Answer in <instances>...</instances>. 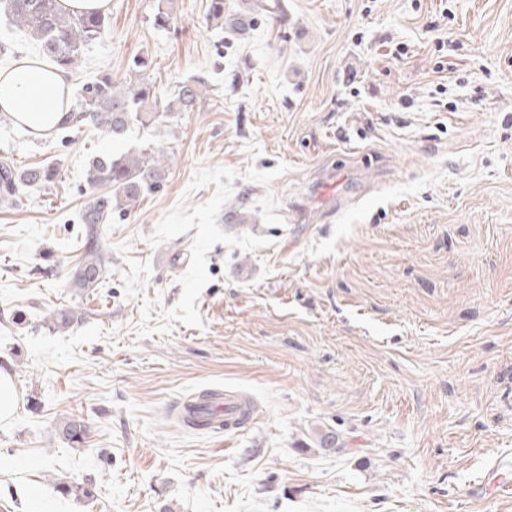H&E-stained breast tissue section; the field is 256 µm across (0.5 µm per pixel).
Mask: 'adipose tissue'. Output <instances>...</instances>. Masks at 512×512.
Wrapping results in <instances>:
<instances>
[{
	"label": "adipose tissue",
	"instance_id": "ef3b65f1",
	"mask_svg": "<svg viewBox=\"0 0 512 512\" xmlns=\"http://www.w3.org/2000/svg\"><path fill=\"white\" fill-rule=\"evenodd\" d=\"M67 88L65 75L48 64L0 70V110L31 131L45 134L66 117L61 100Z\"/></svg>",
	"mask_w": 512,
	"mask_h": 512
}]
</instances>
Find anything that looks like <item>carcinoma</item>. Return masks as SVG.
Instances as JSON below:
<instances>
[{
    "label": "carcinoma",
    "mask_w": 512,
    "mask_h": 512,
    "mask_svg": "<svg viewBox=\"0 0 512 512\" xmlns=\"http://www.w3.org/2000/svg\"><path fill=\"white\" fill-rule=\"evenodd\" d=\"M0 14L23 31L42 51L48 62L68 74L80 67L87 47L102 38L110 19L100 11L75 13L61 0H0ZM263 14L286 20L281 0H210L207 21L234 34L250 30L256 17ZM172 0H157L153 26L167 30L175 24ZM153 60L146 55L132 59L122 81L105 73L85 84L82 93L68 111L75 123L94 127L106 139L121 140L132 122L153 125L171 112H187L198 99L195 85L183 84L171 98H164L154 80ZM167 156L164 149L150 151H114L92 157L86 182L93 189L91 199L82 210L80 223L84 252L78 261L71 287L93 291L101 283L108 258L97 242V225L108 224L112 212H125L136 206L146 194L158 189L166 179ZM57 168L39 164L22 172L14 166L0 164V198L10 199L24 188H44L55 182ZM72 443H82L87 427L72 419L60 428Z\"/></svg>",
    "instance_id": "obj_1"
}]
</instances>
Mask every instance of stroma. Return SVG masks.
<instances>
[{
    "label": "stroma",
    "instance_id": "35a3bbf8",
    "mask_svg": "<svg viewBox=\"0 0 512 512\" xmlns=\"http://www.w3.org/2000/svg\"><path fill=\"white\" fill-rule=\"evenodd\" d=\"M282 3L239 36L209 0L165 31L110 0L71 96L140 54L199 88L119 144L0 115V163L58 170L0 202V512H512L468 492L512 450V0ZM115 146L168 173L99 225L79 293L88 162ZM211 389L251 419L184 424ZM14 404L15 389L12 378L0 369V421L11 417Z\"/></svg>",
    "mask_w": 512,
    "mask_h": 512
}]
</instances>
